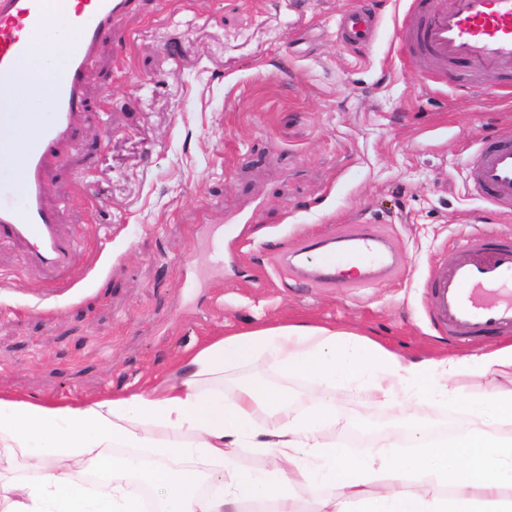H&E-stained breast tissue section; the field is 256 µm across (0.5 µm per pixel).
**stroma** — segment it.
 <instances>
[{"label": "stroma", "instance_id": "stroma-1", "mask_svg": "<svg viewBox=\"0 0 512 512\" xmlns=\"http://www.w3.org/2000/svg\"><path fill=\"white\" fill-rule=\"evenodd\" d=\"M376 38L345 44L356 0H140L87 78L86 122L51 172L49 202L84 248L75 287L50 292L0 240V393L89 401L171 383L178 361L273 320L347 326L404 358L462 357L429 317L427 275L482 233L512 234L465 180L468 149L512 124V101L426 82L397 52L407 0H363ZM224 237L210 268L202 225ZM371 225L386 275L296 277L305 237ZM330 437L397 423L347 387Z\"/></svg>", "mask_w": 512, "mask_h": 512}]
</instances>
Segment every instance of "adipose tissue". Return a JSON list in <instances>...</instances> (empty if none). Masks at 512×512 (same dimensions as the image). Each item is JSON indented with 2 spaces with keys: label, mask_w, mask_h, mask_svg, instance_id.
I'll return each mask as SVG.
<instances>
[{
  "label": "adipose tissue",
  "mask_w": 512,
  "mask_h": 512,
  "mask_svg": "<svg viewBox=\"0 0 512 512\" xmlns=\"http://www.w3.org/2000/svg\"><path fill=\"white\" fill-rule=\"evenodd\" d=\"M242 369L251 381L225 396V376ZM472 369L512 377V344L408 360L349 328L281 321L203 344L182 359L178 382L149 391L84 403L0 397V466L20 450L33 473L0 486V512H145L129 488L139 472L155 512H303L299 487L315 512H512V385L480 396L449 388ZM269 370L315 378L308 413L265 380ZM343 386L403 412L422 393L460 405L465 422L440 439L407 428L408 455L382 442L355 456L326 435ZM243 450L270 457L274 471L236 470Z\"/></svg>",
  "instance_id": "1"
}]
</instances>
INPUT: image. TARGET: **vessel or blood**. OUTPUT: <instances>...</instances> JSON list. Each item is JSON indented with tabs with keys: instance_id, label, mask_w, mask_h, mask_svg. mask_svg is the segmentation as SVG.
Returning <instances> with one entry per match:
<instances>
[{
	"instance_id": "b4317fda",
	"label": "vessel or blood",
	"mask_w": 512,
	"mask_h": 512,
	"mask_svg": "<svg viewBox=\"0 0 512 512\" xmlns=\"http://www.w3.org/2000/svg\"><path fill=\"white\" fill-rule=\"evenodd\" d=\"M137 0H0V100L13 103L42 94V112H0V131L12 133L0 149V239L25 245L33 264L55 277L57 287H74L70 267L78 246L59 230V214L49 207V175L62 149L82 126L85 80L104 37L125 41L118 21ZM65 26L71 46L55 52L54 35ZM376 18L348 10L338 38L347 44L368 40ZM407 65L425 69L436 61L434 81H447V64L472 71L512 72V0H411L399 33ZM59 59L64 78L43 91L25 79L21 65L32 55ZM469 190L490 210L512 216V128L476 139L466 164ZM381 241L362 228L349 258L377 262ZM302 251L313 266L314 283L336 282V254L322 240L308 239ZM427 286L432 322L462 338L512 335V237L477 236L450 262L434 264Z\"/></svg>"
}]
</instances>
